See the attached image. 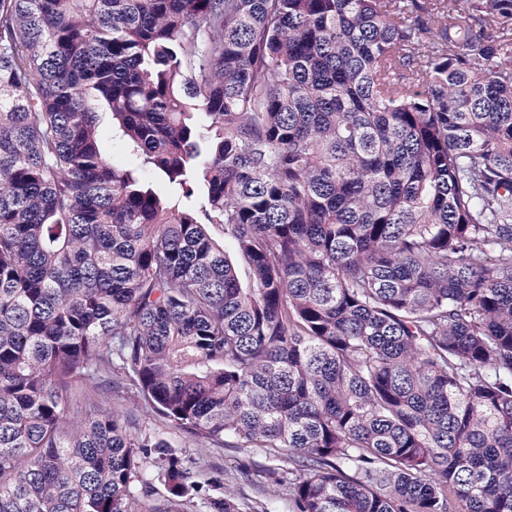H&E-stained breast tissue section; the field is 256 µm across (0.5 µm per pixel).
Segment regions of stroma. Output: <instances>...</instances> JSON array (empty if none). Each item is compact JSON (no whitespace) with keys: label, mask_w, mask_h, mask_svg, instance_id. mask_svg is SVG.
<instances>
[{"label":"stroma","mask_w":512,"mask_h":512,"mask_svg":"<svg viewBox=\"0 0 512 512\" xmlns=\"http://www.w3.org/2000/svg\"><path fill=\"white\" fill-rule=\"evenodd\" d=\"M112 413L130 420L136 431L165 439L178 456L194 459L196 512H205L204 502L216 496L214 482L218 479L225 492L250 499L266 512H288L286 489L276 474L283 460L269 457L260 448H216L188 437L160 419L131 388L104 389L89 383L74 386L68 408L70 421Z\"/></svg>","instance_id":"35a3bbf8"}]
</instances>
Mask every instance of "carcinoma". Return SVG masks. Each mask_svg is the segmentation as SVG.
<instances>
[{"mask_svg":"<svg viewBox=\"0 0 512 512\" xmlns=\"http://www.w3.org/2000/svg\"><path fill=\"white\" fill-rule=\"evenodd\" d=\"M511 32L512 0H0V512L155 479L192 512L193 461L68 419L108 376L288 452L292 512H512Z\"/></svg>","mask_w":512,"mask_h":512,"instance_id":"carcinoma-1","label":"carcinoma"}]
</instances>
